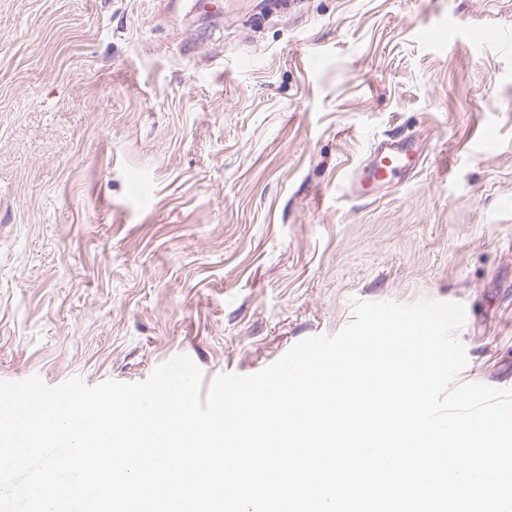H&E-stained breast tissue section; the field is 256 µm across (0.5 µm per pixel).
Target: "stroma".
<instances>
[{
	"mask_svg": "<svg viewBox=\"0 0 512 512\" xmlns=\"http://www.w3.org/2000/svg\"><path fill=\"white\" fill-rule=\"evenodd\" d=\"M451 24L442 48L419 30ZM512 0H0V380L251 375L354 301L462 304L512 389ZM316 66H308L309 54ZM251 67L237 70L232 56ZM417 171L353 197L377 139Z\"/></svg>",
	"mask_w": 512,
	"mask_h": 512,
	"instance_id": "1",
	"label": "stroma"
}]
</instances>
